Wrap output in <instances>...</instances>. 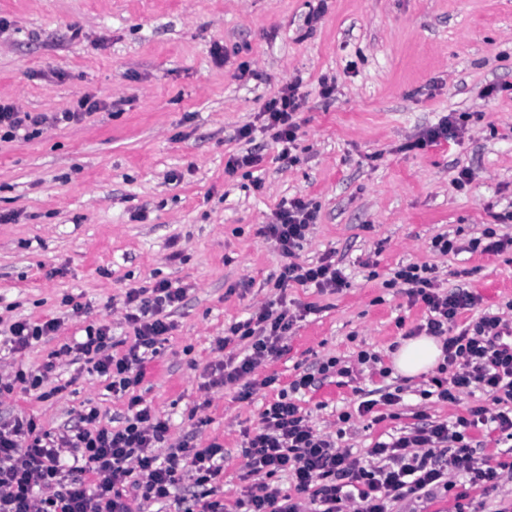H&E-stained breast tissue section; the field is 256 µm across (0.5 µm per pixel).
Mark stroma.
I'll list each match as a JSON object with an SVG mask.
<instances>
[{
  "label": "stroma",
  "instance_id": "1",
  "mask_svg": "<svg viewBox=\"0 0 512 512\" xmlns=\"http://www.w3.org/2000/svg\"><path fill=\"white\" fill-rule=\"evenodd\" d=\"M0 19V99L46 114L87 93L102 104L84 122L0 141V214L13 217L0 223V323L61 320L56 335L26 351L1 350L0 373L39 367L91 323L126 338L128 289L187 286L139 393L168 419L171 443L223 446L217 496L231 512H243L244 430L327 358L352 362L365 350L391 370L383 378L365 367L348 385L330 379L297 395L316 431L359 458L422 420L464 414L470 397L426 400V376L392 371L427 311L391 280L402 266L426 264L441 289L480 296L457 326L484 312L512 320V251L443 255L432 246L441 235L467 244L494 214L512 211V0H0ZM217 44L229 55L221 65ZM325 75L336 80L330 101L319 93ZM293 80L305 106L302 150L289 163L263 131L249 143L237 133ZM493 84L502 94L484 96ZM451 112L464 120L462 135L407 149ZM249 149L260 165L225 173L228 156ZM463 167L475 179L460 190ZM294 198L316 209L295 259L332 254L346 277L336 293L274 286L286 259L260 230ZM67 294L81 316L62 305ZM281 296L290 309L316 310L252 373L251 397L239 400L236 384L205 388L225 329ZM381 388L400 390V402L381 407L383 421L359 416V403ZM90 404L122 424L125 400L67 357L40 390L0 396V421L23 414L56 431ZM455 482L390 510L512 512V480L487 494Z\"/></svg>",
  "mask_w": 512,
  "mask_h": 512
}]
</instances>
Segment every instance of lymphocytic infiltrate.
<instances>
[{"mask_svg": "<svg viewBox=\"0 0 512 512\" xmlns=\"http://www.w3.org/2000/svg\"><path fill=\"white\" fill-rule=\"evenodd\" d=\"M304 104L299 83L291 82L258 112L262 130L280 147V159H297ZM99 109L91 94L50 116L0 101V135L29 139L45 125L80 123ZM315 219L314 207L295 198L280 204L274 222L262 227V235L287 259L276 288L310 284L333 293L343 287L342 272L331 257L310 264L293 260ZM394 278L405 285L410 304L426 308L425 321L414 328V335L443 340V361L429 380L426 397L455 404L461 396L473 395L476 403L454 424L425 423L375 443L364 461L337 446L331 436L318 433L299 405L280 393L263 411L261 426L246 435L245 467L255 479L244 491L249 512H304L301 503L281 499L277 489L260 482L263 474L288 473L297 491L310 493L315 512H389L390 502L430 486L451 487L460 475L470 486L486 491L496 488L502 477L512 478V462L494 465L477 457L470 436L491 424L504 441H512V321L485 314L456 328L457 317L475 308L479 296L463 288L441 293L427 265L401 267ZM186 293L185 287L167 280L128 289L123 304L131 342L122 354L112 351L111 326L91 323L80 339L63 344L37 370L18 368L0 377V394L12 393L18 384L35 390L54 370L56 359L71 357L105 377L107 391L127 401V416L119 427L104 423L94 406L58 433L22 415L0 423V512H132V501L167 502L180 488L193 490L199 512H224V503L214 498V486L224 472L222 446L200 448L186 440L169 445L167 421L153 414L137 393L143 365L174 329L171 315ZM312 311L309 305L293 312L264 304L232 324L217 341L225 356L211 364L210 386L242 383L239 397L248 399L253 390L250 375L262 361L282 352L295 322ZM59 328L55 317L18 320L0 334V342L20 352L56 335ZM240 344L247 347L242 357L234 351ZM162 447L167 450L163 456L158 453Z\"/></svg>", "mask_w": 512, "mask_h": 512, "instance_id": "obj_1", "label": "lymphocytic infiltrate"}]
</instances>
